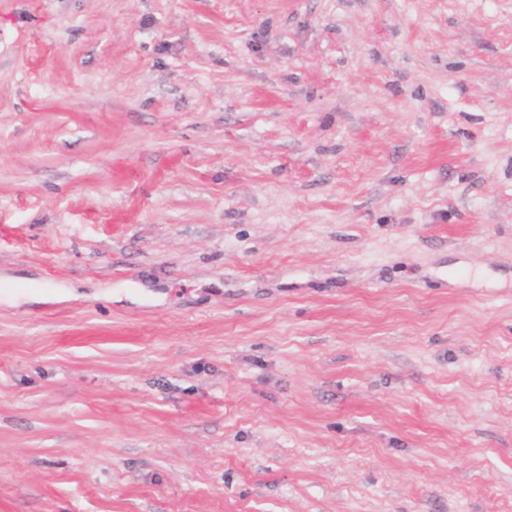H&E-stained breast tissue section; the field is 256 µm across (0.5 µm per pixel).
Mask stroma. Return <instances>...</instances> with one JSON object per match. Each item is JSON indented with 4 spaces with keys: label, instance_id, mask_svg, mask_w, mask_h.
Returning a JSON list of instances; mask_svg holds the SVG:
<instances>
[{
    "label": "stroma",
    "instance_id": "35a3bbf8",
    "mask_svg": "<svg viewBox=\"0 0 512 512\" xmlns=\"http://www.w3.org/2000/svg\"><path fill=\"white\" fill-rule=\"evenodd\" d=\"M0 512H512V0H0Z\"/></svg>",
    "mask_w": 512,
    "mask_h": 512
}]
</instances>
